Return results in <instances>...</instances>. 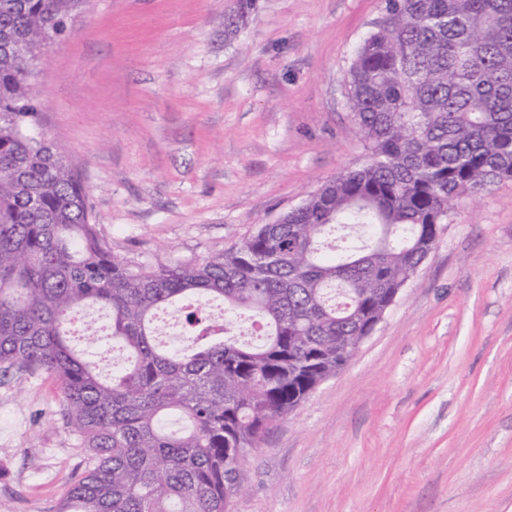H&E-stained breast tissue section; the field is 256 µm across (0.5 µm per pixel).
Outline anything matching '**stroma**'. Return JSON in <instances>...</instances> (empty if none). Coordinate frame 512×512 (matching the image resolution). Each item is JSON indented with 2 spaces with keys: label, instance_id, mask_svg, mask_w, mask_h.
<instances>
[{
  "label": "stroma",
  "instance_id": "35a3bbf8",
  "mask_svg": "<svg viewBox=\"0 0 512 512\" xmlns=\"http://www.w3.org/2000/svg\"><path fill=\"white\" fill-rule=\"evenodd\" d=\"M91 0L34 65L42 130L112 252L223 254L366 161L348 101L382 0ZM56 382L0 375V512L83 471ZM230 512H512V180L461 195L335 376L240 465Z\"/></svg>",
  "mask_w": 512,
  "mask_h": 512
}]
</instances>
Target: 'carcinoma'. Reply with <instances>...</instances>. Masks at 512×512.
Wrapping results in <instances>:
<instances>
[{
	"instance_id": "cac0c4a2",
	"label": "carcinoma",
	"mask_w": 512,
	"mask_h": 512,
	"mask_svg": "<svg viewBox=\"0 0 512 512\" xmlns=\"http://www.w3.org/2000/svg\"><path fill=\"white\" fill-rule=\"evenodd\" d=\"M89 3L0 0V372L56 379L87 450L56 512H228L241 460L342 368L453 202L512 179V0H384L349 70L367 162L156 268L112 254L38 131L31 65Z\"/></svg>"
}]
</instances>
